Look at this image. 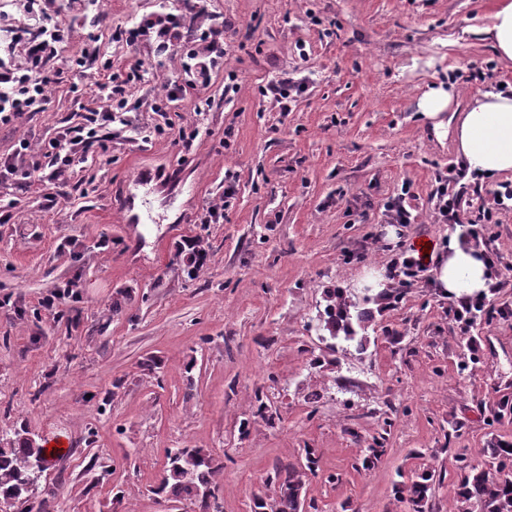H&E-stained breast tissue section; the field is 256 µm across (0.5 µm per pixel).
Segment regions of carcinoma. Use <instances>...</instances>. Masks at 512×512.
Here are the masks:
<instances>
[{"instance_id": "obj_1", "label": "carcinoma", "mask_w": 512, "mask_h": 512, "mask_svg": "<svg viewBox=\"0 0 512 512\" xmlns=\"http://www.w3.org/2000/svg\"><path fill=\"white\" fill-rule=\"evenodd\" d=\"M372 316L356 310L347 301L336 305V293L329 294V304L323 314L317 316V329L328 332L330 347L336 348V340L347 343L356 340L357 332L368 329ZM344 336H338V332ZM256 414L273 426L281 420L279 410L267 403L261 396ZM381 435L367 448L363 459L370 466L384 454ZM487 468L470 466L465 457L458 456L462 475L459 483V497L468 508H481V512H512V447L504 448L492 442L484 450ZM319 454L314 448L304 449V462L287 464L267 477L265 484L273 488L276 496V512H303V503L298 491L303 488L305 478L315 474L319 466ZM51 460L43 446L24 430H0V503L13 509L22 505L20 512H32L31 500L41 494V478L38 473L48 470ZM222 464L203 448H172L166 450L165 476L161 489L167 491L174 501L190 500L200 512H220L219 484L216 476ZM445 475L425 471L419 479L397 484V493L406 497L414 512H425V506L432 493L434 481H443Z\"/></svg>"}]
</instances>
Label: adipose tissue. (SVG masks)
I'll use <instances>...</instances> for the list:
<instances>
[{
  "label": "adipose tissue",
  "mask_w": 512,
  "mask_h": 512,
  "mask_svg": "<svg viewBox=\"0 0 512 512\" xmlns=\"http://www.w3.org/2000/svg\"><path fill=\"white\" fill-rule=\"evenodd\" d=\"M454 86L437 84L418 99V110L437 137L454 135L458 153L469 171L494 177L512 172V94L487 92L472 99L456 125L445 122L453 111ZM435 284L442 293L472 296L485 290L488 269L481 250L449 243L447 249L428 252Z\"/></svg>",
  "instance_id": "adipose-tissue-1"
}]
</instances>
